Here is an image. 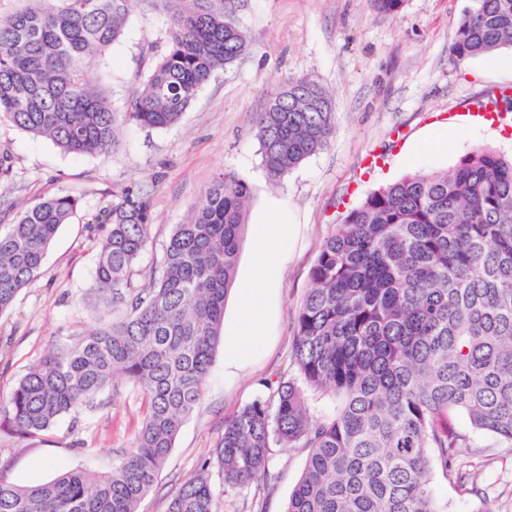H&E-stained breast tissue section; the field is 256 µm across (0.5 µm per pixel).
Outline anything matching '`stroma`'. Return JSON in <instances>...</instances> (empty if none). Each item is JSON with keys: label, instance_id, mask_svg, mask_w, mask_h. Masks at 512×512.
<instances>
[{"label": "stroma", "instance_id": "35a3bbf8", "mask_svg": "<svg viewBox=\"0 0 512 512\" xmlns=\"http://www.w3.org/2000/svg\"><path fill=\"white\" fill-rule=\"evenodd\" d=\"M469 0H405L393 16L369 0H239L237 18L250 51L217 70L181 122L166 130L134 124L119 130L112 155L63 153L50 140L0 124V151L14 161L7 203L21 207L40 194H81V207L62 225L40 274L0 314V402L52 346L107 323L112 309L91 289L93 219L129 185L153 202L148 245L138 278L158 269L175 225L184 223L201 192L219 173L231 171L252 187L236 271L237 286L254 275L259 230L277 236L279 250L263 297L265 314L254 328L260 344L248 360L233 364L217 348L204 393L184 420L174 447L139 512H164L166 496L210 456L224 423L255 399H272L278 382L299 376L293 341L300 303L325 238L341 224L340 198L369 193L414 173L452 169L465 154L489 146L512 155V129L478 122L470 102L492 89L512 86V69L500 66L508 48L456 62L450 52L457 23ZM164 8L133 11L124 34L107 52L102 85L114 107H123L147 71L146 42L163 38ZM307 75L330 95L335 130L328 146L272 185L262 167L252 116L279 82ZM448 129V148L424 145L434 128ZM288 215L286 227L269 225L270 206ZM224 304V332L239 318L238 295ZM140 392L122 382L100 393L93 406L58 418L43 435L17 439L0 434V458L11 461L9 482L34 486L66 471L111 470L128 451L143 418ZM455 428L469 434L458 460L469 474L470 494L458 492L441 474L433 488L446 512H512V444L472 432L464 415ZM304 448L271 449L268 486L225 492L220 474L212 486L218 512H286L306 465Z\"/></svg>", "mask_w": 512, "mask_h": 512}]
</instances>
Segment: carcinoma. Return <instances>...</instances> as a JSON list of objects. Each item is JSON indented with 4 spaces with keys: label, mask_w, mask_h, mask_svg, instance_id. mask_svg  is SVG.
I'll return each instance as SVG.
<instances>
[{
    "label": "carcinoma",
    "mask_w": 512,
    "mask_h": 512,
    "mask_svg": "<svg viewBox=\"0 0 512 512\" xmlns=\"http://www.w3.org/2000/svg\"><path fill=\"white\" fill-rule=\"evenodd\" d=\"M0 16V123L67 154L108 156L134 123L178 124L214 73L248 50L235 0H164L162 43L122 111L85 60L103 56L130 14L153 0H22ZM405 0H370L395 15ZM512 48V0H470L451 46L460 63ZM512 112V88L489 95ZM269 181L317 154L334 132L332 100L308 76L290 77L254 114ZM251 197L222 172L190 219L175 225L159 275L135 280L149 242L152 201L136 186L95 218L92 288L112 321L52 347L0 403V432L33 438L125 380L144 403L132 448L105 473L68 471L21 486L0 477V512H139L183 421L201 400L221 339ZM80 197H38L0 232V314L40 272ZM301 383L278 384L225 421L212 456L171 493L165 512H217L218 466L229 490L265 485L270 448H307L287 512H441L437 471L464 494L458 449L470 437L451 415L512 443V158L482 147L444 174L418 173L367 195L324 241L297 314ZM333 397L312 417L306 393Z\"/></svg>",
    "instance_id": "obj_1"
}]
</instances>
